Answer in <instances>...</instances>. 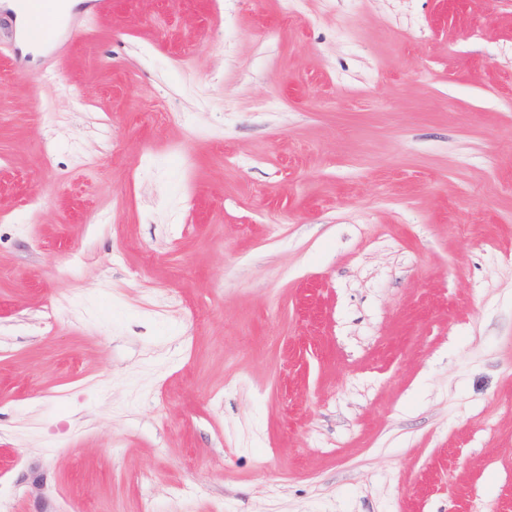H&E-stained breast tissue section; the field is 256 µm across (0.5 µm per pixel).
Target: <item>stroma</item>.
I'll return each instance as SVG.
<instances>
[{"label": "stroma", "instance_id": "stroma-1", "mask_svg": "<svg viewBox=\"0 0 512 512\" xmlns=\"http://www.w3.org/2000/svg\"><path fill=\"white\" fill-rule=\"evenodd\" d=\"M0 30V512H512V0H114Z\"/></svg>", "mask_w": 512, "mask_h": 512}]
</instances>
